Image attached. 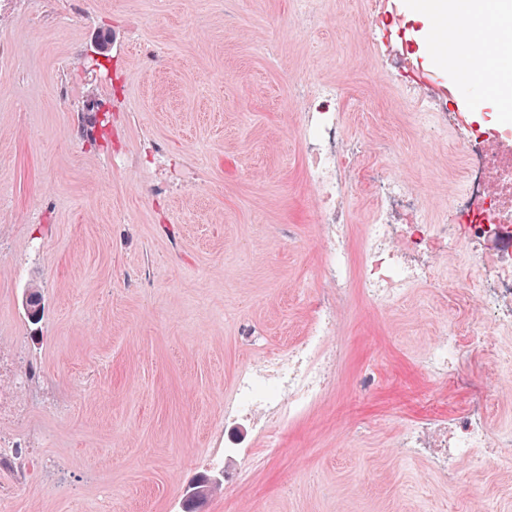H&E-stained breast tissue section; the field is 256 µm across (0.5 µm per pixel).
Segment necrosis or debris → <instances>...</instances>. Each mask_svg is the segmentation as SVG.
Masks as SVG:
<instances>
[{"instance_id":"4bbe7bcc","label":"necrosis or debris","mask_w":512,"mask_h":512,"mask_svg":"<svg viewBox=\"0 0 512 512\" xmlns=\"http://www.w3.org/2000/svg\"><path fill=\"white\" fill-rule=\"evenodd\" d=\"M299 141L306 160V181L317 195L318 223L326 237L325 281L329 297L317 300L309 328L297 346L240 372L226 414L254 412L265 448L322 399L334 377L336 300L350 287L380 307H390L420 283L438 280L441 262H459L463 280L448 281L452 293L475 289L479 321L469 327L472 344L494 352L491 370L512 377V349L502 343L512 333V146L469 134L458 138L465 161V185L452 190L435 212H426L420 195L395 172L362 171V143L345 133L341 93L329 83L298 85ZM376 196L365 226L363 253L352 261L347 248L346 204L353 185ZM461 346L459 329L444 330L423 351V370L444 378ZM26 412L0 396V470L24 477L36 464L40 480L54 483L61 463L36 453V440L19 431ZM398 454L427 458L443 477L456 480L461 463L472 470L494 468L512 479V426L491 430L484 404L445 419L422 418L406 425L395 442Z\"/></svg>"}]
</instances>
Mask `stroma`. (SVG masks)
<instances>
[{
	"instance_id": "1",
	"label": "stroma",
	"mask_w": 512,
	"mask_h": 512,
	"mask_svg": "<svg viewBox=\"0 0 512 512\" xmlns=\"http://www.w3.org/2000/svg\"><path fill=\"white\" fill-rule=\"evenodd\" d=\"M316 8L298 31L294 0H0V349L38 377L0 393L69 471L17 489L0 472V512H183L204 476L222 484L203 512H512L495 470L446 482L394 450L402 426L473 400L512 423L487 353L463 348L450 381L423 371L425 347L471 319L445 289L340 301L335 382L263 468L244 466L252 423L224 415L238 373L286 352L328 292L296 80L336 83L364 164L399 171L429 212L464 165L452 126L421 134L414 112L445 104L512 137L470 111L481 88L449 93L403 0Z\"/></svg>"
}]
</instances>
